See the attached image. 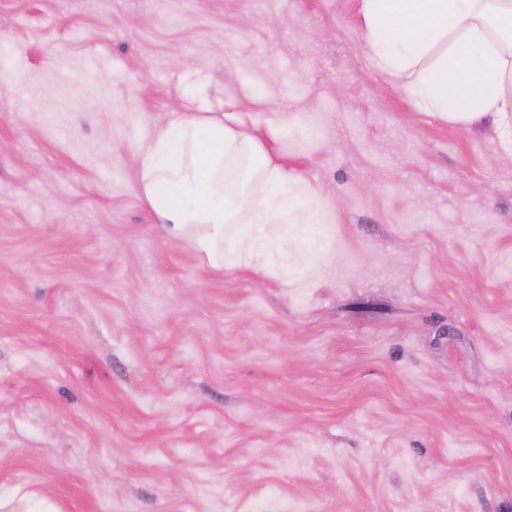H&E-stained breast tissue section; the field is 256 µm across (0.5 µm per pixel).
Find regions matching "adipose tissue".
Returning <instances> with one entry per match:
<instances>
[{
    "label": "adipose tissue",
    "instance_id": "obj_1",
    "mask_svg": "<svg viewBox=\"0 0 512 512\" xmlns=\"http://www.w3.org/2000/svg\"><path fill=\"white\" fill-rule=\"evenodd\" d=\"M492 11L512 22V0H362L373 66L384 76L415 74L410 94L420 111L464 130L487 117L512 130V42L491 44ZM237 122L178 112L141 148L139 192L162 230L190 241L215 269L225 244L248 261L265 247L268 226L293 214L312 221L307 187ZM229 224L242 230L228 240Z\"/></svg>",
    "mask_w": 512,
    "mask_h": 512
}]
</instances>
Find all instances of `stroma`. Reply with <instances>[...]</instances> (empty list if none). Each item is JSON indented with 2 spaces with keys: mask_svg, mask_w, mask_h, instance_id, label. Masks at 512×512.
I'll use <instances>...</instances> for the list:
<instances>
[{
  "mask_svg": "<svg viewBox=\"0 0 512 512\" xmlns=\"http://www.w3.org/2000/svg\"><path fill=\"white\" fill-rule=\"evenodd\" d=\"M0 512H512V139L361 0H0ZM243 118L315 227L207 265L137 190Z\"/></svg>",
  "mask_w": 512,
  "mask_h": 512,
  "instance_id": "stroma-1",
  "label": "stroma"
}]
</instances>
